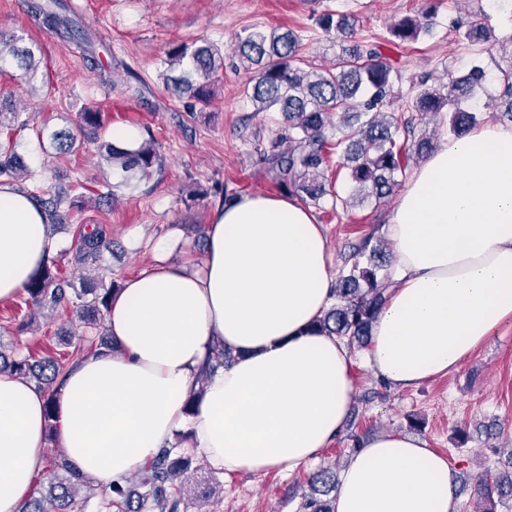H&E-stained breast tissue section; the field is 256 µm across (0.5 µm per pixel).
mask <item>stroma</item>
<instances>
[{"mask_svg": "<svg viewBox=\"0 0 512 512\" xmlns=\"http://www.w3.org/2000/svg\"><path fill=\"white\" fill-rule=\"evenodd\" d=\"M29 0H0V32L32 40L42 47V63L33 84L16 80L15 67L0 71V97L16 112L0 129V142L11 143L33 173L32 185H73L76 203L66 210L61 247L53 257L61 276L81 284L72 260V229L104 224L112 232L111 250L101 265L113 280H125L153 261L152 247L176 238L168 254L172 265L202 261L210 224L224 191L276 193L264 155L282 133L280 113L255 111L243 95L248 73L234 50L244 29L282 28L301 39L310 67L335 62L342 44L314 21L315 14L336 10L353 14L359 37L375 40L406 15H416L424 0H67L73 18L93 33L98 65L88 68L72 45L37 26L26 11ZM484 13L497 42L512 37V11L496 0H443L430 35L389 50L400 77L397 95L413 82L445 83L448 75L468 70L472 53L455 36L458 21ZM205 38L224 56L209 104L187 111L184 101L164 88L167 50L180 42ZM96 106L103 114L98 136L79 132L78 114ZM76 133L72 152L61 154L39 128ZM132 127L142 138L161 145L164 164L150 176L118 188L117 203L96 206L98 181L107 163L101 144L113 128ZM392 203L354 204L344 214L315 210L329 241L334 267L344 266L352 247L374 235L383 247ZM83 335L71 315L53 313L23 334L35 357L65 352L63 334ZM355 402L340 436L317 459L295 472L271 470L260 475L223 476L224 493L214 512H299L309 492L310 473L323 467L344 468L357 440L385 432L405 433L426 441L445 457L453 473L512 474V319L504 323L455 372L405 390H392L366 362V352H352Z\"/></svg>", "mask_w": 512, "mask_h": 512, "instance_id": "stroma-1", "label": "stroma"}]
</instances>
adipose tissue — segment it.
<instances>
[{
  "mask_svg": "<svg viewBox=\"0 0 512 512\" xmlns=\"http://www.w3.org/2000/svg\"><path fill=\"white\" fill-rule=\"evenodd\" d=\"M396 285L367 361L403 391L457 370L512 319V128L448 138L411 175L390 215ZM155 264L126 279L106 317L116 352L71 370L57 400L68 465L124 484L176 435L227 474L296 470L334 442L354 403L352 356L314 322L333 300L328 240L313 212L266 193L225 200L202 263ZM56 250L46 217L0 184V299ZM235 358L197 377L216 344ZM204 396L194 411L186 401ZM44 394L0 373V512H21L46 446ZM334 512H457L447 459L418 437L362 441Z\"/></svg>",
  "mask_w": 512,
  "mask_h": 512,
  "instance_id": "1",
  "label": "adipose tissue"
}]
</instances>
